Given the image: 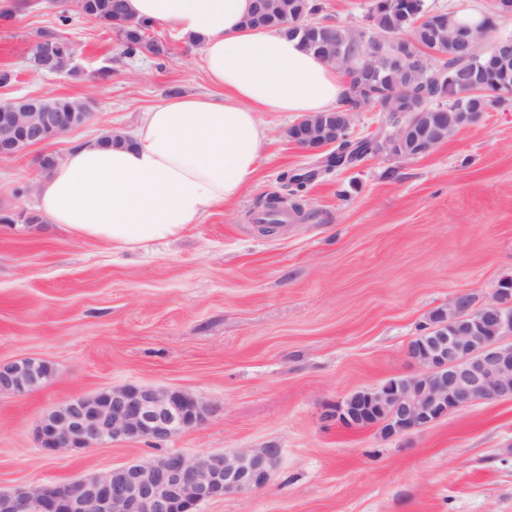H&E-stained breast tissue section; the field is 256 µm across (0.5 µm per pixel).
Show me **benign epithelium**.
Instances as JSON below:
<instances>
[{"label":"benign epithelium","instance_id":"benign-epithelium-1","mask_svg":"<svg viewBox=\"0 0 512 512\" xmlns=\"http://www.w3.org/2000/svg\"><path fill=\"white\" fill-rule=\"evenodd\" d=\"M462 57L467 78L450 76L429 67L432 48L419 53L406 47L401 35L381 33L371 43L357 68L363 95L356 111L371 105L381 75L395 63L414 77L424 76L438 86L457 82L461 94L477 97L483 83L476 68L508 72L512 41L499 40L483 54L466 39ZM350 48L333 45L323 61L342 70ZM354 113L340 118L324 116L294 138L309 154L336 145ZM479 112L448 107L438 112H411L398 127L401 145L416 138L426 154L448 136L477 121ZM73 125L62 112L46 106L24 112L17 101L0 102V157H13L48 142L47 134ZM445 321L429 323L406 348V357L419 371L409 377L362 388L336 406L332 416L349 427L381 426L387 436L419 431L476 400L512 397V280L503 281L485 301L460 293L440 309ZM43 363L23 359L0 366V392L21 395L38 387ZM205 406L179 390L146 386L111 388L77 396L48 411L40 420L36 440L42 451L81 452L125 440L161 443L200 424ZM279 454L277 448L258 451L202 454L188 457L169 452L112 469L104 476H86L66 482L47 481L10 492L0 491V512H197L200 504L226 496H243L264 487Z\"/></svg>","mask_w":512,"mask_h":512}]
</instances>
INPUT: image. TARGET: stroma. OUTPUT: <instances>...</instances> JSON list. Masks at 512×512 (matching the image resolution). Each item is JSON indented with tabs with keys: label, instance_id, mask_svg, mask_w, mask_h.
<instances>
[{
	"label": "stroma",
	"instance_id": "obj_1",
	"mask_svg": "<svg viewBox=\"0 0 512 512\" xmlns=\"http://www.w3.org/2000/svg\"><path fill=\"white\" fill-rule=\"evenodd\" d=\"M75 47L77 76L34 72L39 33ZM161 55L121 56L104 28L58 19L45 0L0 18V101L90 96L91 120L0 158V365L50 364L44 383L0 393V490L102 475L170 451L196 456L275 446L269 483L199 512H512V399L478 400L420 432L385 437L330 414L349 394L416 371L406 345L461 292L491 296L512 278V100L429 154L394 155V127L365 108L351 132L382 147L319 173L310 217L262 232L259 200L280 176L316 169L288 138L289 112H264L251 182L180 238L132 251L77 241L36 211L42 153L65 155L112 129L132 134L179 93L212 87L197 47L155 27ZM129 384L183 389L205 421L159 444L112 442L44 454L42 415L75 396Z\"/></svg>",
	"mask_w": 512,
	"mask_h": 512
}]
</instances>
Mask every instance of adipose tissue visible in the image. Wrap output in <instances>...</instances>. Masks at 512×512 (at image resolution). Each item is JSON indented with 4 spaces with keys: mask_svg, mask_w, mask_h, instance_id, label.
I'll use <instances>...</instances> for the list:
<instances>
[{
    "mask_svg": "<svg viewBox=\"0 0 512 512\" xmlns=\"http://www.w3.org/2000/svg\"><path fill=\"white\" fill-rule=\"evenodd\" d=\"M137 18L198 45L220 95L184 94L153 108L124 145L74 146L36 186L45 219L78 241L118 251L181 236L251 180L263 112L336 108L343 76L299 39L246 23L253 0H127Z\"/></svg>",
    "mask_w": 512,
    "mask_h": 512,
    "instance_id": "obj_1",
    "label": "adipose tissue"
}]
</instances>
